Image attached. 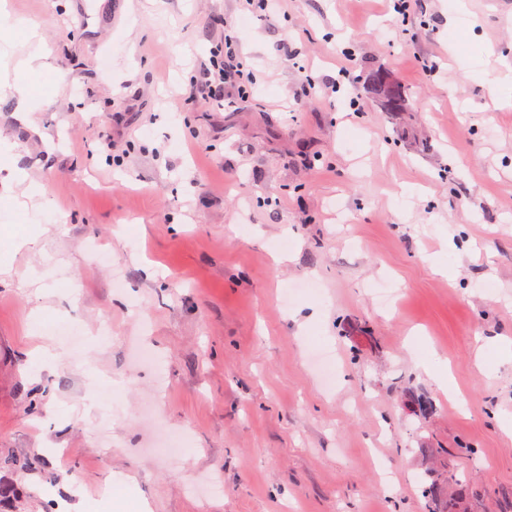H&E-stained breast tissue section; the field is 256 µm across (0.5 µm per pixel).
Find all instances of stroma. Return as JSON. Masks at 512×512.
<instances>
[{
    "label": "stroma",
    "mask_w": 512,
    "mask_h": 512,
    "mask_svg": "<svg viewBox=\"0 0 512 512\" xmlns=\"http://www.w3.org/2000/svg\"><path fill=\"white\" fill-rule=\"evenodd\" d=\"M466 2L8 0L51 53L32 122L0 91V512H512V0ZM228 30L252 97L185 104ZM383 79V76H377L373 79ZM380 96L383 101V108L388 112H399L405 106V97L406 92L404 88H402L398 84L389 83L384 80L379 87Z\"/></svg>",
    "instance_id": "35a3bbf8"
}]
</instances>
